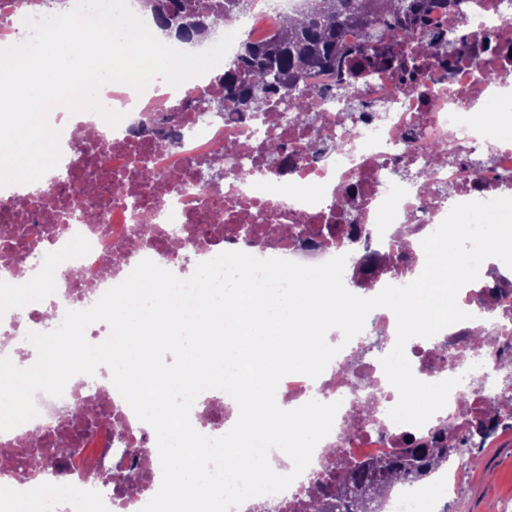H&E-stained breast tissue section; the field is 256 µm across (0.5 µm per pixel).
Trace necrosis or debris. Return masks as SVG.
Returning a JSON list of instances; mask_svg holds the SVG:
<instances>
[{"instance_id": "necrosis-or-debris-1", "label": "necrosis or debris", "mask_w": 512, "mask_h": 512, "mask_svg": "<svg viewBox=\"0 0 512 512\" xmlns=\"http://www.w3.org/2000/svg\"><path fill=\"white\" fill-rule=\"evenodd\" d=\"M72 0H0V48L25 40L24 19L69 10ZM307 0H249L245 12L225 16L209 41L224 32L255 40L297 14ZM436 43L416 73L308 71L300 90L313 102L295 119L278 98L253 114L225 102L223 73L198 77L186 90L155 80L138 97L126 84L100 91L102 104L122 112L115 127L82 112L51 113L69 130L44 193L0 187V357L33 365L28 332L47 333L66 310L91 307L143 259L189 278L196 266L225 251L247 249L261 259L318 265L342 255L344 283L369 298L389 285H406L420 258L408 236L424 238L453 205L512 195V136L498 128L497 110L512 108V0H452L436 7L418 37ZM208 41V42H209ZM153 175L146 178L142 167ZM155 225L143 238L142 225ZM49 288L26 305L10 296L17 283L42 279ZM503 262L480 269L457 297L483 322L429 339L414 338L406 355L414 375L435 383L459 378L443 410L424 426L394 422L398 401L380 359L393 347L396 319L371 312L355 336L315 379L283 377L278 404L291 410L309 400L339 402L330 434L307 469L282 493L249 499L239 512H315L311 488L336 469L335 449L359 460L393 457L408 442L426 443L447 431L458 458L465 438L498 401V426L512 424V278ZM39 414L0 432V448L15 461L42 446L76 437L82 458L111 466V489L97 488L83 469L64 475L70 493L58 512H141L158 492L159 461L140 467L138 480L122 475L131 457L117 448L116 431L131 447L157 445L110 378L78 375L61 397L37 394ZM102 412L86 428L85 408ZM196 430L218 437L237 417L219 394L196 399ZM463 467L433 473L393 493L384 512H442L464 476Z\"/></svg>"}]
</instances>
